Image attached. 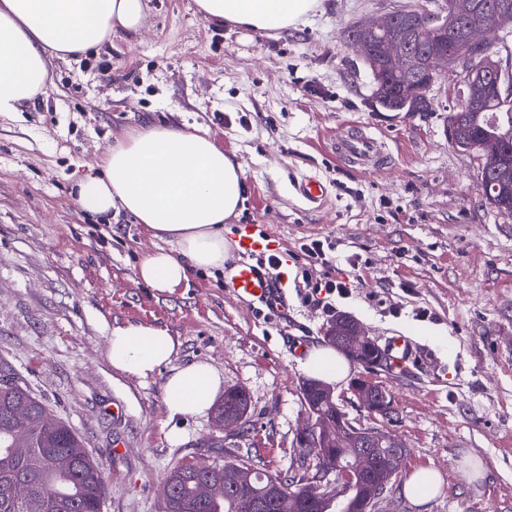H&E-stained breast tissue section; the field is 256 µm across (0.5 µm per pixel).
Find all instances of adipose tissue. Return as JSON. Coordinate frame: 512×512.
Segmentation results:
<instances>
[{
  "mask_svg": "<svg viewBox=\"0 0 512 512\" xmlns=\"http://www.w3.org/2000/svg\"><path fill=\"white\" fill-rule=\"evenodd\" d=\"M205 20L264 31L294 28L318 0H196ZM144 0H0V113L16 112L43 92L47 52L85 54L113 35H135ZM78 202L89 212L122 210L161 240L145 254L137 275L161 292L186 285L191 271H220L230 257L224 225L243 202L240 165L208 135L161 124L126 133L98 167L78 181ZM178 350L164 329L129 324L112 329L106 356L113 368L148 376ZM303 368L316 380L346 379V359L329 346L310 350ZM222 378L198 361L173 369L163 391L174 415H203L214 405Z\"/></svg>",
  "mask_w": 512,
  "mask_h": 512,
  "instance_id": "obj_1",
  "label": "adipose tissue"
}]
</instances>
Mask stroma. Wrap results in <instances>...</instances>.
<instances>
[{
    "instance_id": "stroma-1",
    "label": "stroma",
    "mask_w": 512,
    "mask_h": 512,
    "mask_svg": "<svg viewBox=\"0 0 512 512\" xmlns=\"http://www.w3.org/2000/svg\"><path fill=\"white\" fill-rule=\"evenodd\" d=\"M137 39H113L80 59L49 56L45 94L0 114V358L79 433L102 468V512H158L168 471L214 457L211 416L171 415L163 385L176 367L212 364L243 388L245 425L225 448L283 477L298 473L294 443L306 418L303 354L322 346L334 316L377 342L413 337L436 367L350 363L335 396L362 426L396 435L407 452L376 512H512V215L485 199L477 154L448 143L460 101L444 73L426 112H377L361 55L346 28L446 0H319L294 29L257 31L204 20L195 0H146ZM194 125L243 171L244 201L224 227L252 224L275 237L287 275V315L232 295L223 272L194 273L173 293L137 276L157 247L125 213L83 210L81 175L130 129ZM375 136L389 157L369 173L336 160V132ZM319 176L328 194L305 200ZM327 246L314 277L350 286L331 308L305 301L303 244ZM153 325L180 343L171 363L140 377L112 367L113 326ZM367 378L393 397L385 419L353 402ZM483 474L470 479L467 459ZM437 468L440 492L421 506L403 493L410 474Z\"/></svg>"
}]
</instances>
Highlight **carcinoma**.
<instances>
[{
  "label": "carcinoma",
  "mask_w": 512,
  "mask_h": 512,
  "mask_svg": "<svg viewBox=\"0 0 512 512\" xmlns=\"http://www.w3.org/2000/svg\"><path fill=\"white\" fill-rule=\"evenodd\" d=\"M448 28L442 37L450 45H463L470 28L481 25L489 30L512 29V0H470V11L456 19L442 16ZM385 99L397 105L403 96V80H384ZM456 124L458 144L463 151H478L487 138L503 143L502 154L494 161H483L481 187L486 200L498 212L512 214V99L491 94L473 112L463 108L449 113ZM224 398L235 411L246 414L249 396L231 387ZM307 410L321 417L333 416L336 407L321 402L317 381H309L303 396ZM244 491L224 490L223 479L204 469L186 464L174 467L165 478L161 499L171 498L178 512H357L365 484L379 473L359 480L339 504L309 503L303 485L295 479L272 476L246 460ZM284 488L280 501L267 497L270 479ZM25 485L26 493L16 497L11 487ZM104 484L98 463L87 454L82 439L70 424L53 415L46 405L23 384L13 366L0 359V512H101Z\"/></svg>",
  "instance_id": "cac0c4a2"
}]
</instances>
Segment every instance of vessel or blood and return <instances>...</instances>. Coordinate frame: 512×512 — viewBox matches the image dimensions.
<instances>
[{
  "mask_svg": "<svg viewBox=\"0 0 512 512\" xmlns=\"http://www.w3.org/2000/svg\"><path fill=\"white\" fill-rule=\"evenodd\" d=\"M336 148L340 154L365 165H382L387 161L378 140L366 134L337 140ZM236 245L243 260L235 268L228 283L233 294L262 304L277 303L282 294L281 286L275 285L261 268L250 262L251 257L273 250L272 236L258 233L254 225L244 224L236 235ZM385 350L390 366L399 370L409 368L421 357L414 339L402 334L387 337Z\"/></svg>",
  "mask_w": 512,
  "mask_h": 512,
  "instance_id": "obj_1",
  "label": "vessel or blood"
}]
</instances>
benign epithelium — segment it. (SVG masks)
Segmentation results:
<instances>
[{"instance_id": "1", "label": "benign epithelium", "mask_w": 512, "mask_h": 512, "mask_svg": "<svg viewBox=\"0 0 512 512\" xmlns=\"http://www.w3.org/2000/svg\"><path fill=\"white\" fill-rule=\"evenodd\" d=\"M442 26L441 19L430 15L422 6L398 11L380 20L361 19L356 27L365 34L384 33L386 39L381 45V59L383 67L391 73H401L407 65L417 66L420 60L409 57L406 42L414 35L426 38L433 50L448 57L443 71L462 68L466 94L463 105L468 106L483 99L484 85L483 73L491 72L495 75L497 89L507 94L512 93V75L502 69L499 62L488 56L480 60L476 66L466 57L454 54V49L443 40L434 39L436 32ZM438 81L432 76L426 85L415 84L405 94L404 106L408 111L416 112L430 103L429 93ZM373 344V339L366 333L364 327L357 321L352 323L350 336L347 337L346 349L354 357L359 356L363 350ZM351 392L360 405L371 414L383 415L387 407L385 402L386 390L383 386L372 381L359 378L351 385ZM340 430L347 435L350 451L346 456V463L336 466L330 463L325 466L315 478L309 480L307 488L309 494L318 500L337 502L349 492L360 475L372 467L371 457L364 453L361 445L364 439L373 435L388 442L393 448H401L403 444L392 434H381L375 428L363 427L348 415H339L335 419L314 418L308 415L305 426L297 434L295 447L306 448L310 453L323 456L322 443L329 433ZM336 474V479L330 480V474ZM387 482L375 484L365 494L361 501L363 512H373V505L377 499L386 493Z\"/></svg>"}]
</instances>
